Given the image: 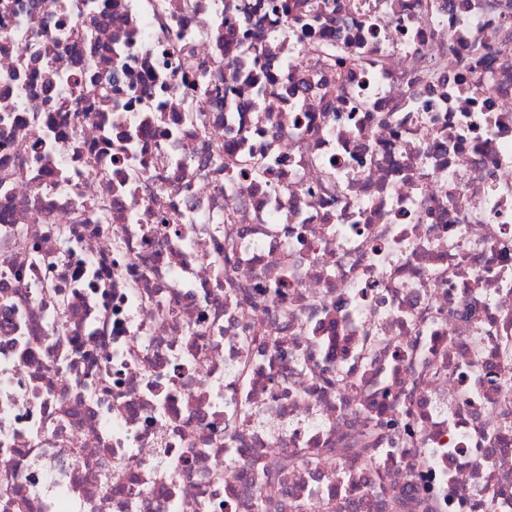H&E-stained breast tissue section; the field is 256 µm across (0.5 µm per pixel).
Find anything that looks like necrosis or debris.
Returning <instances> with one entry per match:
<instances>
[{"label": "necrosis or debris", "instance_id": "1", "mask_svg": "<svg viewBox=\"0 0 512 512\" xmlns=\"http://www.w3.org/2000/svg\"><path fill=\"white\" fill-rule=\"evenodd\" d=\"M512 512V0H0V512Z\"/></svg>", "mask_w": 512, "mask_h": 512}]
</instances>
